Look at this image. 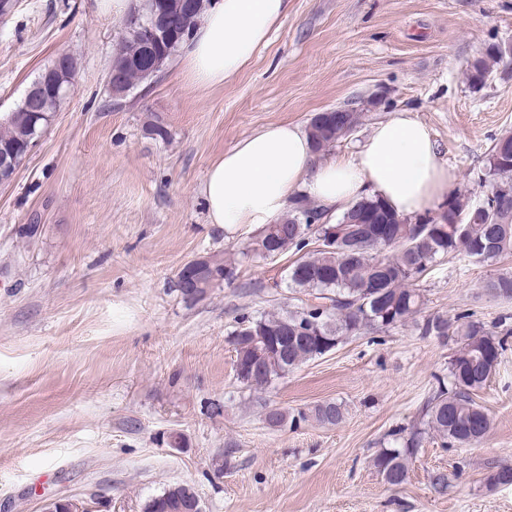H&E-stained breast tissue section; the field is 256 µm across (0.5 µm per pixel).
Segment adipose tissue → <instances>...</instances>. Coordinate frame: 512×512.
Wrapping results in <instances>:
<instances>
[{
	"label": "adipose tissue",
	"instance_id": "1",
	"mask_svg": "<svg viewBox=\"0 0 512 512\" xmlns=\"http://www.w3.org/2000/svg\"><path fill=\"white\" fill-rule=\"evenodd\" d=\"M287 15L288 0H213L182 48L186 80L199 88L223 85L266 46ZM454 180L426 126L398 112L375 125L349 158L319 159L302 127L268 125L211 163L202 193L211 223L232 232L279 221L303 189L331 224L337 206L365 195L413 217L436 208Z\"/></svg>",
	"mask_w": 512,
	"mask_h": 512
}]
</instances>
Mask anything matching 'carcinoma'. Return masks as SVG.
<instances>
[{"label":"carcinoma","instance_id":"cac0c4a2","mask_svg":"<svg viewBox=\"0 0 512 512\" xmlns=\"http://www.w3.org/2000/svg\"><path fill=\"white\" fill-rule=\"evenodd\" d=\"M183 0H143V5L129 14L137 15L178 10ZM187 32L168 40L147 36H122L112 58V70L122 75V83L112 88L116 100L150 80L149 70L161 58L171 61L200 24L212 0H194ZM507 61L499 45H490L468 66L466 79L473 88L483 87L494 69ZM361 113L328 116L314 115L308 127L315 151L329 150L352 133ZM47 125L41 120L22 128L9 121L0 122V149L38 140ZM483 199L474 203L468 196L454 192L448 204L422 215L400 217L375 196L352 201L336 223L325 220L320 206L305 195L295 197L288 214L277 226L283 229L275 245L267 243L265 232L252 242L254 254L274 258L289 250L298 254L288 272L292 287L304 291L327 292L329 304L307 306L285 315L244 316L232 333L236 360L252 359L259 350L262 336L286 333L294 340L288 344L285 358L271 366L265 376L237 377L247 390H264L288 375L299 365L332 351L349 336L365 330L388 329L413 323L424 338L448 339L450 324L441 315L417 318L422 304L415 282L440 258L463 254L480 262H493L512 255V134L495 140L485 163ZM384 224L390 240L380 242L374 226ZM217 263V283L234 278L232 263L213 255ZM484 288L493 296L512 299V272L490 277ZM459 349L448 365V380H438V387L428 398L424 411L426 425L443 445L472 448L480 444L491 427V417L476 401L496 371L506 349L512 328L496 330L463 315L455 325ZM316 420L336 425L344 417L342 404L327 401L313 409ZM393 446L382 448L373 459L375 468L391 486L405 483L410 459L420 444L418 434H392ZM199 498L187 485H175L149 498L143 512H193Z\"/></svg>","mask_w":512,"mask_h":512}]
</instances>
